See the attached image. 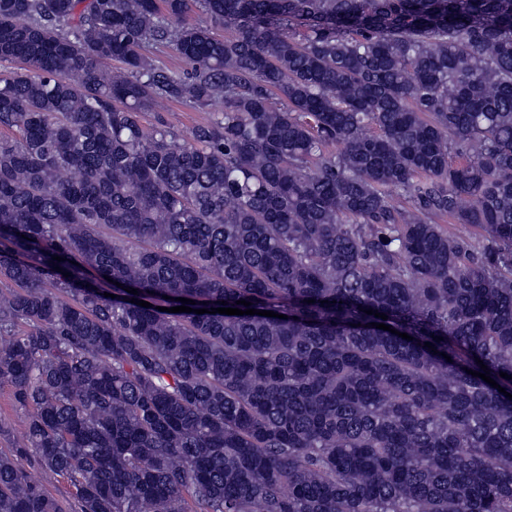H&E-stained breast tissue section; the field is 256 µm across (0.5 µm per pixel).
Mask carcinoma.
I'll return each mask as SVG.
<instances>
[{"mask_svg": "<svg viewBox=\"0 0 512 512\" xmlns=\"http://www.w3.org/2000/svg\"><path fill=\"white\" fill-rule=\"evenodd\" d=\"M0 61V512H512V0H0ZM223 106L215 102L205 106L188 101L169 102L165 111L159 112L162 118L184 139H190L194 129L221 116ZM27 413L15 403L12 387L0 382V450H11L24 437ZM23 464L29 477L32 480L43 484L45 490L50 495L59 499L73 501V494L75 490L70 486V482L66 478L58 477L53 480V482H46L35 458L32 455L24 459Z\"/></svg>", "mask_w": 512, "mask_h": 512, "instance_id": "cac0c4a2", "label": "carcinoma"}]
</instances>
